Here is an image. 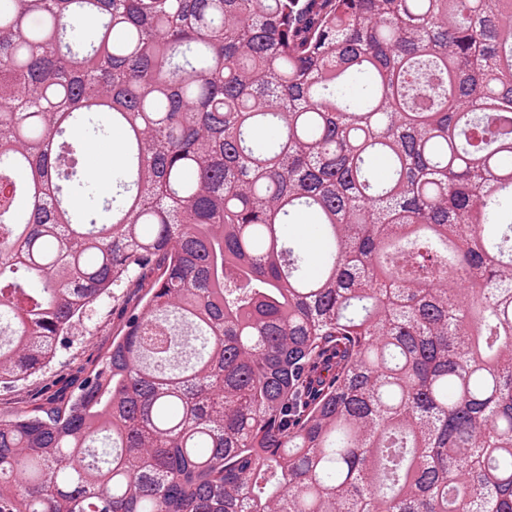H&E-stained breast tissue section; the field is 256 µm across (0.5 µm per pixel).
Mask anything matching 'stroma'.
I'll use <instances>...</instances> for the list:
<instances>
[{"label": "stroma", "mask_w": 512, "mask_h": 512, "mask_svg": "<svg viewBox=\"0 0 512 512\" xmlns=\"http://www.w3.org/2000/svg\"><path fill=\"white\" fill-rule=\"evenodd\" d=\"M159 276L154 269L122 288L119 300L101 307L81 334L58 351L51 369L27 381L0 386V417L64 406L82 379L106 357L113 341L124 335L130 316L140 311Z\"/></svg>", "instance_id": "1"}]
</instances>
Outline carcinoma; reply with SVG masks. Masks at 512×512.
<instances>
[{
    "label": "carcinoma",
    "mask_w": 512,
    "mask_h": 512,
    "mask_svg": "<svg viewBox=\"0 0 512 512\" xmlns=\"http://www.w3.org/2000/svg\"><path fill=\"white\" fill-rule=\"evenodd\" d=\"M1 164L0 384L163 272L0 512H512V0H0ZM88 153L96 166V176L92 181V189L101 196L107 195L112 188L122 167L121 144L117 138L112 137L104 143L91 142Z\"/></svg>",
    "instance_id": "carcinoma-1"
}]
</instances>
